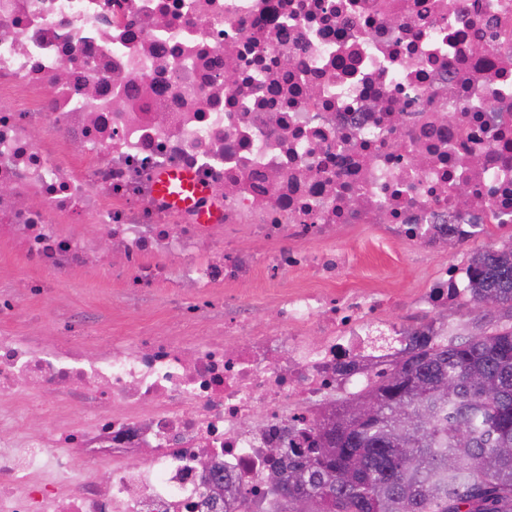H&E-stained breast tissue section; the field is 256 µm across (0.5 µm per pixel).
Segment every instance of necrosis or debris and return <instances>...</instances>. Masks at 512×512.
I'll return each instance as SVG.
<instances>
[{
    "label": "necrosis or debris",
    "instance_id": "1",
    "mask_svg": "<svg viewBox=\"0 0 512 512\" xmlns=\"http://www.w3.org/2000/svg\"><path fill=\"white\" fill-rule=\"evenodd\" d=\"M171 169L205 187L195 207L155 194ZM76 217L107 256L59 232ZM361 224L363 250L440 260L427 287H340ZM494 226H512V0H0V243L41 272L26 295L101 260L184 299L174 333L95 357L0 332V512H205L204 459L268 496L269 449L447 327L473 284L448 254Z\"/></svg>",
    "mask_w": 512,
    "mask_h": 512
}]
</instances>
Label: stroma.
Listing matches in <instances>:
<instances>
[{
	"mask_svg": "<svg viewBox=\"0 0 512 512\" xmlns=\"http://www.w3.org/2000/svg\"><path fill=\"white\" fill-rule=\"evenodd\" d=\"M432 270V264L418 261L402 250L388 255L370 252L360 255L349 267L341 285L349 288L375 281L407 293L426 287ZM178 301V296L169 290L138 292L103 274L80 279L71 276L51 281L48 293L31 300L21 314L0 316V331L48 338L56 335L59 325L69 321L78 336L82 329L75 326L74 319L78 313L89 310L104 331L101 340L87 346L89 353L95 354L111 348L113 337L133 335L145 323L157 333H166L177 313Z\"/></svg>",
	"mask_w": 512,
	"mask_h": 512,
	"instance_id": "obj_1",
	"label": "stroma"
}]
</instances>
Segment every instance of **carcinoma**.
I'll return each mask as SVG.
<instances>
[{"instance_id": "carcinoma-1", "label": "carcinoma", "mask_w": 512, "mask_h": 512, "mask_svg": "<svg viewBox=\"0 0 512 512\" xmlns=\"http://www.w3.org/2000/svg\"><path fill=\"white\" fill-rule=\"evenodd\" d=\"M465 333L407 336L373 387L331 404L311 444L285 441L263 502L220 512H512V244L479 250ZM373 405L353 415L361 401Z\"/></svg>"}]
</instances>
